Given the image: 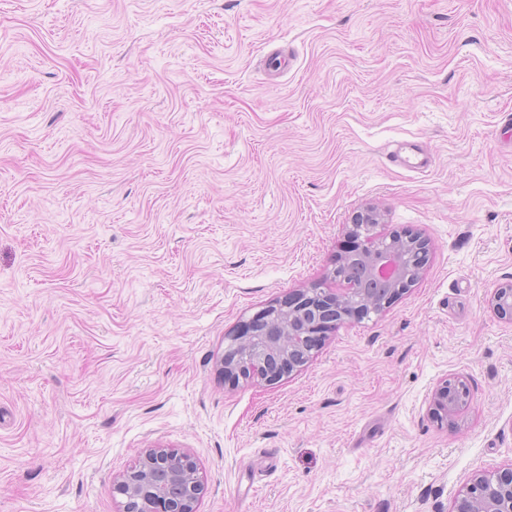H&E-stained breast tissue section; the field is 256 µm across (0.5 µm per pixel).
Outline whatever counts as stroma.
Returning a JSON list of instances; mask_svg holds the SVG:
<instances>
[{
	"instance_id": "1",
	"label": "stroma",
	"mask_w": 512,
	"mask_h": 512,
	"mask_svg": "<svg viewBox=\"0 0 512 512\" xmlns=\"http://www.w3.org/2000/svg\"><path fill=\"white\" fill-rule=\"evenodd\" d=\"M369 204L427 240L418 281L225 386L241 321L342 288ZM508 284L512 0H0V512H121L152 446L197 512H453L512 464ZM489 304L500 318L512 321V284L497 288L491 295ZM454 393L460 395L458 398ZM468 385L460 377L447 378L441 381L430 396V410L435 419L448 423L467 405Z\"/></svg>"
}]
</instances>
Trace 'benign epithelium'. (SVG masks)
<instances>
[{
	"label": "benign epithelium",
	"instance_id": "benign-epithelium-1",
	"mask_svg": "<svg viewBox=\"0 0 512 512\" xmlns=\"http://www.w3.org/2000/svg\"><path fill=\"white\" fill-rule=\"evenodd\" d=\"M381 211L368 206L354 218L351 236L357 248L340 254L342 264L362 262L372 278L389 272L396 291L408 290L419 278L428 248L419 237L388 239L375 232ZM387 301H374L357 288L336 294L313 285L290 300L270 305L243 322L221 361L224 381L274 384L305 366L322 340L344 319L379 314ZM489 304L501 318L512 321V284L496 289ZM468 385L460 377L441 381L430 396L435 419L446 422L467 405ZM115 489L126 498L122 512H197L204 484L194 458L169 448H149L139 462L117 478ZM456 512H512V466L476 474L456 496Z\"/></svg>",
	"mask_w": 512,
	"mask_h": 512
}]
</instances>
